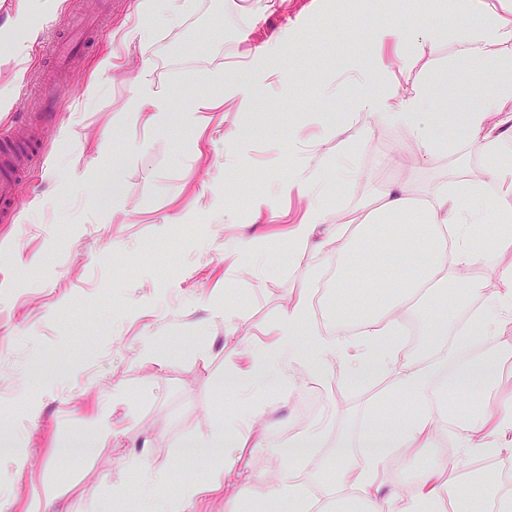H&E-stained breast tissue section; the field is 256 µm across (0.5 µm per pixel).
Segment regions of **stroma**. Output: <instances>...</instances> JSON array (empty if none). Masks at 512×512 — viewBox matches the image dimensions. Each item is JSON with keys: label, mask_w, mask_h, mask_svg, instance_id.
<instances>
[{"label": "stroma", "mask_w": 512, "mask_h": 512, "mask_svg": "<svg viewBox=\"0 0 512 512\" xmlns=\"http://www.w3.org/2000/svg\"><path fill=\"white\" fill-rule=\"evenodd\" d=\"M240 2L193 0L177 23L154 24L149 43L122 47L112 36L132 28L141 0H63L52 17L32 14L40 33L0 125L33 111L37 82L52 69L53 39L74 16L96 20L100 41L72 60L65 106L40 129L45 149L20 187L21 202L0 215V512H27L46 485L56 494L51 512H145L146 502L123 487L130 457L163 472L161 494L179 497L214 475V451H184L214 421L254 402L265 409L267 436L301 425L310 390L301 366L257 397L224 389L239 352L266 345L264 331L278 320L298 274L321 280L337 264L310 254L300 270L289 269V224L314 200L351 216L389 175L411 180L425 198L476 163L460 140L427 153L407 128L358 107L385 89L411 92L405 56L416 76L442 89L427 107L432 115L456 116L471 105L474 89L492 90L494 59L465 57L459 40L478 27L476 13H433L419 0L407 10L402 0H249L247 11ZM380 26L397 29L401 44L377 43L372 31ZM430 28L442 38L424 39ZM258 46L270 47V56L253 58ZM114 50L120 67L84 100L96 60ZM233 64L249 65L246 86L223 82ZM142 79L166 95L173 116L148 138L126 108ZM214 97L223 98L227 117L200 145L182 116L191 103ZM246 98L255 100L259 123L242 109ZM67 124L73 134H63ZM239 128L244 137H236ZM395 155L404 167L386 171L384 160ZM73 173L79 183L70 182ZM293 177L304 182L303 194L278 190ZM114 180L127 190L130 212L113 213L98 196L97 186ZM36 196L44 205L32 213ZM497 219L495 201H487L478 228L482 272L459 283L449 336L483 308L497 269L512 266V249H496L491 235ZM228 312L251 336L225 337ZM146 336L161 347L157 361L139 358ZM507 342L512 326L467 350L503 370L482 394L459 395L475 416L496 415L512 391ZM332 372L314 425L344 436L358 459L354 434L380 406L384 385H350L339 362ZM115 396L122 400L112 417L120 445L107 440L94 453H69L71 444L90 439L91 418ZM239 463L252 483L232 498L192 500L187 512H287L288 502L265 499L287 470L274 446L242 449Z\"/></svg>", "instance_id": "obj_1"}]
</instances>
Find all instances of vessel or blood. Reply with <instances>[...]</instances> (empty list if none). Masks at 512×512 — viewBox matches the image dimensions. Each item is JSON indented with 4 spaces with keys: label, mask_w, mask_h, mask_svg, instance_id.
I'll use <instances>...</instances> for the list:
<instances>
[{
    "label": "vessel or blood",
    "mask_w": 512,
    "mask_h": 512,
    "mask_svg": "<svg viewBox=\"0 0 512 512\" xmlns=\"http://www.w3.org/2000/svg\"><path fill=\"white\" fill-rule=\"evenodd\" d=\"M94 37L86 27L71 29L60 38L55 51V64L65 67L72 47L81 43H93ZM61 84L49 82L41 84L37 101L38 112L33 116L20 117L10 124L6 132L0 134V211L14 210L18 205V188L29 167L35 164L41 149L35 143L37 124L51 119L62 109Z\"/></svg>",
    "instance_id": "1"
}]
</instances>
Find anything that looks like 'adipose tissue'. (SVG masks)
I'll list each match as a JSON object with an SVG mask.
<instances>
[{"mask_svg":"<svg viewBox=\"0 0 512 512\" xmlns=\"http://www.w3.org/2000/svg\"><path fill=\"white\" fill-rule=\"evenodd\" d=\"M190 2L143 0L133 34L141 43H148L153 19L177 21ZM470 7L480 15L481 22L466 37L463 55L490 56L498 47L512 43V0H499L495 6L488 0H472ZM497 66L506 72V79L497 83L492 94H478L458 121L459 139L478 157L487 154L492 144L512 137V115L503 109L505 102L512 101V58L499 60ZM428 91V85L418 81L412 94L378 96L367 100L363 109L408 124L424 150L440 148L445 144L440 126L415 120V112ZM129 107L144 132L159 131L171 121L166 96L150 85H137ZM413 192L414 186L408 180H390L376 193L372 209L357 211L351 225L332 223L323 206L314 205L298 224L291 226L289 265H301L313 249L342 258L333 299L336 327L341 331L345 325H353L355 335L328 337L314 326L312 281L310 277H300L279 320L271 327L274 343L254 353L247 368L230 370L225 376L227 386L261 390L269 382L286 380L295 363L305 365L313 378L324 381L329 362L338 358L349 383L364 382L373 368L388 381L392 399L426 400L431 389L429 367L408 358L403 342L395 341L394 335L415 313L412 297L416 288H446L449 281L465 278L475 266L469 240L480 222L486 196H494L502 222H512V167L470 168L453 191L431 194L421 208L420 221L427 226L423 234L408 231L399 222L400 217L411 212ZM498 281L499 289L489 296L485 312L469 328V335L495 338L506 323L512 322V267L499 270ZM498 374V365L491 360L459 370L449 389L441 392L440 408L454 405L460 393L478 391L483 384L496 380ZM455 413L464 422L459 440L462 456L490 448L491 434H512V398L502 402L500 414L493 421L470 419L468 410L460 407ZM437 423L436 413L422 408L401 423L387 415L373 418L359 434L364 454L358 460L349 457L345 441L331 440L328 430H306L294 442L297 453L290 464L299 470L312 469L313 480H320V451L334 447L336 468L330 485L338 492L336 512H433L453 486L445 460L433 457L417 469L415 494L406 500L382 495L376 471L389 462L392 450L403 451L411 461L424 449L438 447ZM264 444L261 431L243 429L232 419L218 422L201 445L219 449L220 477L189 487L184 496L161 498L156 512H185L187 500L195 496L250 484L248 471L238 465V451Z\"/></svg>","mask_w":512,"mask_h":512,"instance_id":"adipose-tissue-1","label":"adipose tissue"}]
</instances>
